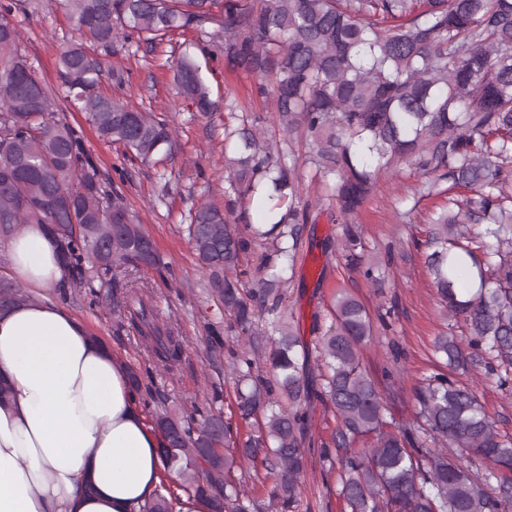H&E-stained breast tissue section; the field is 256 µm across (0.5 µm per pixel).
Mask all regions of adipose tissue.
<instances>
[{
	"label": "adipose tissue",
	"instance_id": "1",
	"mask_svg": "<svg viewBox=\"0 0 512 512\" xmlns=\"http://www.w3.org/2000/svg\"><path fill=\"white\" fill-rule=\"evenodd\" d=\"M14 274L33 289L67 267L42 224L8 243ZM0 512H139L163 470L125 364L67 308L32 300L0 310Z\"/></svg>",
	"mask_w": 512,
	"mask_h": 512
}]
</instances>
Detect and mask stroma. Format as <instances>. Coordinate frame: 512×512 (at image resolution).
<instances>
[{
    "mask_svg": "<svg viewBox=\"0 0 512 512\" xmlns=\"http://www.w3.org/2000/svg\"><path fill=\"white\" fill-rule=\"evenodd\" d=\"M12 20L21 33L29 62L58 98L67 121L82 127L85 147L99 169L109 173L118 167L128 172L121 185L127 204L166 264L162 270L141 271L139 278L154 291L159 320L174 325L184 340L185 352L178 369L169 374L153 367L134 336L114 331L111 286H102L94 297L58 287L41 290L38 296L63 303L90 334L109 343L121 361L148 372L154 388L167 396L169 406L189 414L206 413L212 405L213 385L223 384L229 372L227 357L215 356L210 346L209 326L223 321L224 311L210 292L208 275L198 265L186 228L195 208L225 201L224 114L217 111L207 118L196 114L179 94L172 65L175 56L191 51L216 101L228 93L246 98L253 79L226 68L223 37L212 25L202 34L169 35L153 52L135 43L119 50L111 63L123 67L124 78L118 81L104 76L102 91L132 106L153 109L177 134L179 150L174 159L157 167L144 166L128 161L121 148L99 139L86 114L66 98L58 60L79 35L65 0H27L25 10L15 12ZM418 186L417 174L406 166L381 175L374 197L358 217V227L369 239L374 256L381 260L389 256L394 261L391 287L372 288L341 265L335 254L325 253V244L340 237L343 227L331 220L324 206L317 211V222L303 230L305 278L292 280L288 289V305L311 348L317 342L311 331L312 317L326 314L338 287L348 288L369 308L395 306L394 317L388 325L377 326L372 340L362 349V357L379 385L387 383L386 370L397 369L394 383L399 395L388 399L387 407L399 423L414 416V385L438 369L432 341L446 324L425 264L426 255L419 246L426 236L429 215L441 200L419 197ZM455 377L473 387L501 431L512 434V388L499 387L473 368L456 372ZM307 456L301 478L303 512H345L334 477L323 467L318 448L308 449Z\"/></svg>",
    "mask_w": 512,
    "mask_h": 512,
    "instance_id": "stroma-1",
    "label": "stroma"
}]
</instances>
